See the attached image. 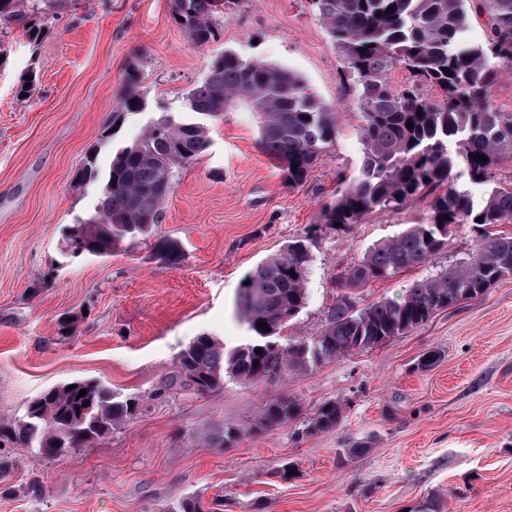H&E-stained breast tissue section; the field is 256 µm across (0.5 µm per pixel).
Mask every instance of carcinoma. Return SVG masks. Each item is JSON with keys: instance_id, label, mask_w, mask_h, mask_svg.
Instances as JSON below:
<instances>
[{"instance_id": "cac0c4a2", "label": "carcinoma", "mask_w": 512, "mask_h": 512, "mask_svg": "<svg viewBox=\"0 0 512 512\" xmlns=\"http://www.w3.org/2000/svg\"><path fill=\"white\" fill-rule=\"evenodd\" d=\"M236 2L171 0V11L190 42L200 47L215 39L219 19ZM311 2L342 53L361 120L360 174L336 198L326 222L348 230L372 212L427 197L428 215L423 223L410 224L370 248L341 275L342 292L316 336L282 344L279 333L307 302L311 234L289 241L248 276L250 283L238 294L237 310L249 342L228 349L202 334L181 351L175 379L199 395L223 390L227 374L251 384L370 351L424 324L436 311L482 295L512 277V233L489 230L512 224V186L492 185L494 170L512 156V112L500 110L491 99L499 66L512 64V0ZM473 9L488 17L485 40L479 44L464 38ZM39 13L38 0H0V21L27 20L33 42L44 36ZM397 68L412 77L401 88L390 82ZM446 68L451 73H444ZM137 84L132 63L120 110L143 111ZM238 105L257 117L259 144L282 164L290 187L302 184L335 144V109L309 92L299 75L226 53L186 95L182 109L192 120L164 115L149 121L140 138L111 146L104 169L97 157H89L76 179L82 186L97 184L100 190L91 215L71 228L69 250L77 256L103 257L149 235L160 223L176 170L208 146L207 121L223 118ZM475 155H485L488 161L475 160ZM458 167L470 182L489 186L481 201L457 184ZM465 224L477 233L468 259L414 282L399 299L362 304L355 291L426 264L448 247L453 229ZM262 321L265 330L258 328ZM72 384L73 389L66 383L47 390L21 418L10 425L0 423V494L11 491L7 483L15 470L6 445L33 448L41 457L55 459L70 449L92 447L136 418V399L94 380ZM82 390L86 395L81 397ZM343 414L339 403L324 402L307 420L306 431H332ZM301 415L298 400L280 396L262 406L249 424L227 423L209 441L216 448H232L247 434L284 426ZM223 507L219 498L209 507L198 497L185 496L174 512H223Z\"/></svg>"}]
</instances>
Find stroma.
Listing matches in <instances>:
<instances>
[{
    "mask_svg": "<svg viewBox=\"0 0 512 512\" xmlns=\"http://www.w3.org/2000/svg\"><path fill=\"white\" fill-rule=\"evenodd\" d=\"M46 35L0 21V422L20 418L47 389L96 380L135 397V420L90 448L47 460L16 451L0 512H172L185 496H223L224 512H512V277L438 311L408 333L360 352L223 391L167 388L180 352L208 334L245 342L236 316L244 278L288 241L312 234L305 308L283 330L303 340L324 326L340 276L402 225L422 223L421 200L376 211L343 233L325 210L362 161L355 99L343 58L310 0H237L215 41L193 46L170 0H44ZM232 52L289 68L339 112L335 145L306 181L288 186L262 152L255 116L225 112L209 144L179 169L160 224L107 257H75L65 238L92 211L97 186L78 185L87 158L108 159L150 120L180 112L185 94ZM146 108L120 113L129 63ZM37 82L20 97L28 73ZM173 241L177 263L157 258ZM470 227L450 234L429 263L359 292L363 303L400 298L472 253ZM80 315L58 341L62 314ZM439 352L429 367L421 361ZM288 395L304 417L214 448L208 434L245 424ZM337 401L333 431L305 419ZM367 449L345 460L344 449ZM292 461L297 475L272 472ZM40 480L42 495L32 493Z\"/></svg>",
    "mask_w": 512,
    "mask_h": 512,
    "instance_id": "stroma-1",
    "label": "stroma"
}]
</instances>
